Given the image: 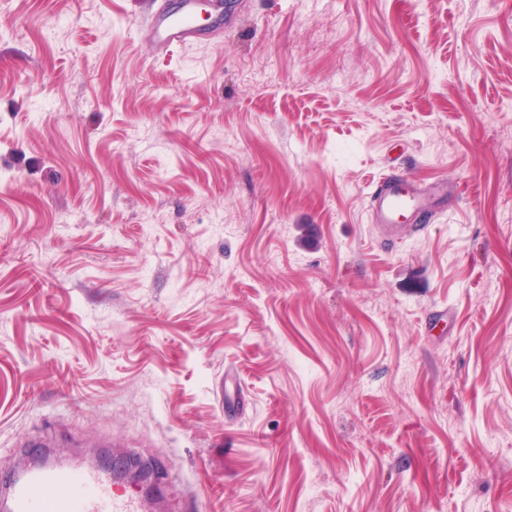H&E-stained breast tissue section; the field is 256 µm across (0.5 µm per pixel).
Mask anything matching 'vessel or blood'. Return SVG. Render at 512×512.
Wrapping results in <instances>:
<instances>
[{"label":"vessel or blood","mask_w":512,"mask_h":512,"mask_svg":"<svg viewBox=\"0 0 512 512\" xmlns=\"http://www.w3.org/2000/svg\"><path fill=\"white\" fill-rule=\"evenodd\" d=\"M194 0L166 8L144 20L155 47L165 50L202 39L206 29L195 21ZM448 187L434 182L421 188L405 176L384 178L371 195V218L387 239L410 228V219L429 217L445 202ZM12 512H144L147 501L119 493L111 472L99 466L54 462L28 468L5 488Z\"/></svg>","instance_id":"vessel-or-blood-1"}]
</instances>
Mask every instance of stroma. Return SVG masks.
<instances>
[{"label":"stroma","instance_id":"1","mask_svg":"<svg viewBox=\"0 0 512 512\" xmlns=\"http://www.w3.org/2000/svg\"><path fill=\"white\" fill-rule=\"evenodd\" d=\"M148 2L0 0V482L108 442L152 512H512V0H227L163 53ZM402 174L450 197L388 242Z\"/></svg>","mask_w":512,"mask_h":512}]
</instances>
